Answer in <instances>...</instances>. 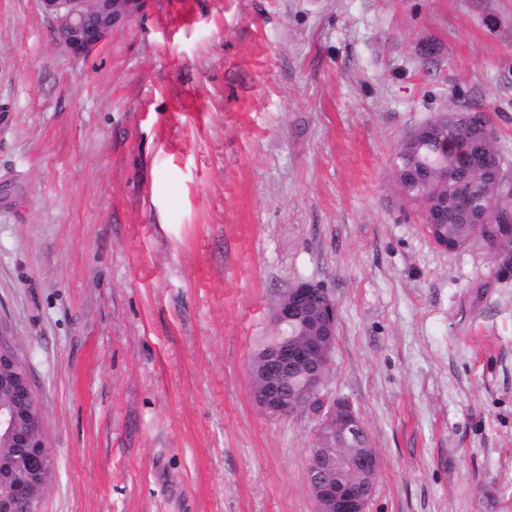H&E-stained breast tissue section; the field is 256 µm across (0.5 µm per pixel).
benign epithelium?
Masks as SVG:
<instances>
[{"mask_svg":"<svg viewBox=\"0 0 512 512\" xmlns=\"http://www.w3.org/2000/svg\"><path fill=\"white\" fill-rule=\"evenodd\" d=\"M39 2L57 36L76 56L92 52L137 8V0ZM468 165L481 170L501 169L503 160L479 153L469 158ZM493 257L499 276L512 277V256L495 250ZM272 322L277 329L292 324L302 330L300 336L278 338L251 368L254 401L269 416L283 417L312 404L321 395L336 345L335 306L321 285L299 282L280 297L273 308ZM1 337L0 444L15 449V454L6 466L4 488L0 489V512H15L19 501L30 502L32 512H39L31 490L36 484L46 483L52 465L40 404L11 330L0 320ZM290 371L303 374L301 387H288ZM359 428L358 414L345 399L320 409L314 444L307 449V479L316 512H367L374 485L340 477L344 470L370 474L378 467L375 453L339 447Z\"/></svg>","mask_w":512,"mask_h":512,"instance_id":"7a95c632","label":"benign epithelium"}]
</instances>
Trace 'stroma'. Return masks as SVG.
Masks as SVG:
<instances>
[{"label":"stroma","mask_w":512,"mask_h":512,"mask_svg":"<svg viewBox=\"0 0 512 512\" xmlns=\"http://www.w3.org/2000/svg\"><path fill=\"white\" fill-rule=\"evenodd\" d=\"M464 109L512 174V0H140L85 57L0 0V318L41 512H315L318 415L267 416L249 371L302 281L380 460L367 512H512V279L394 178Z\"/></svg>","instance_id":"35a3bbf8"}]
</instances>
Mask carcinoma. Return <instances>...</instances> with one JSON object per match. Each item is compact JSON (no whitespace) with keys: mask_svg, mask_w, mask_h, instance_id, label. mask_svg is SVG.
<instances>
[{"mask_svg":"<svg viewBox=\"0 0 512 512\" xmlns=\"http://www.w3.org/2000/svg\"><path fill=\"white\" fill-rule=\"evenodd\" d=\"M400 176L398 193L407 206L421 213L425 230L440 246L448 241L464 246L478 240L487 247L512 253V238L502 235V217L512 218L508 207L512 201L499 196L493 184L512 192V180L503 174L480 171L465 166L467 156L479 152H496L489 113L477 110L456 112L451 126H421L398 147ZM454 173L443 182L444 171ZM463 190L477 199V213L467 215L448 205L443 207L444 220L429 223L428 206L442 204L455 191Z\"/></svg>","mask_w":512,"mask_h":512,"instance_id":"cac0c4a2","label":"carcinoma"}]
</instances>
